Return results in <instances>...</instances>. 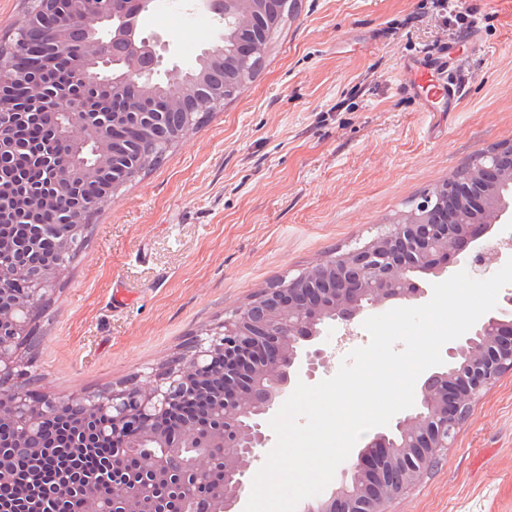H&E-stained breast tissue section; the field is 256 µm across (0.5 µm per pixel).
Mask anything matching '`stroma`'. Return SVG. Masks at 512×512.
<instances>
[{
  "instance_id": "stroma-1",
  "label": "stroma",
  "mask_w": 512,
  "mask_h": 512,
  "mask_svg": "<svg viewBox=\"0 0 512 512\" xmlns=\"http://www.w3.org/2000/svg\"><path fill=\"white\" fill-rule=\"evenodd\" d=\"M237 96L122 187L40 306L19 382L60 398L145 381L260 286L361 245L437 184L512 143V0H297ZM478 30L476 45L459 30ZM189 67L195 27L149 16ZM458 44V111L426 112L404 64ZM362 321L328 326L333 377ZM390 512H512V371Z\"/></svg>"
}]
</instances>
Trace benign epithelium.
Masks as SVG:
<instances>
[{"mask_svg":"<svg viewBox=\"0 0 512 512\" xmlns=\"http://www.w3.org/2000/svg\"><path fill=\"white\" fill-rule=\"evenodd\" d=\"M55 0L37 8L17 26L9 47L0 45V155L26 117L65 112L70 122L53 128L38 151L49 180L28 188L0 169V212L7 206L30 212L61 210L59 224L29 225L30 239L52 247L49 267L31 262L32 249L0 238V430L14 434L12 448L37 460L46 452L43 420L72 409L82 422L70 443L71 456L92 447L83 419L109 418L112 475L64 478L43 487L33 507L10 512H168L169 497L180 512H244L246 488L271 443L267 421L298 381H311L325 362L321 347L329 323L346 327L368 308L424 294L423 275L438 276L463 255L476 271L499 262L505 245L484 236L512 208L500 187L512 186V144L483 153V162L452 186L443 204L428 196L371 241L318 262L288 281L265 285L234 315L210 329L154 378L132 382L96 399L59 401L3 388L17 365V350L32 342L31 312L53 291L64 273L61 256L85 243L84 217L102 206L71 205L72 193L96 177L117 150L181 141L195 129L199 112L224 103V91L246 83L248 65L263 53L265 18L284 0H196V6L232 35H222L186 69L168 65V43L144 33L153 0H70L59 12ZM234 43L224 51L223 40ZM71 46L82 49L67 82L50 90L37 65ZM96 70L97 89L124 101L116 112H89L69 83L84 82ZM177 73L170 94L154 91V76ZM453 363L431 374L421 388V409L396 424V433H378L342 469L351 483L332 491L307 512H388L451 447L462 420L480 396L512 371V317L480 320L471 336L448 348ZM15 455L0 454V490L13 478Z\"/></svg>","mask_w":512,"mask_h":512,"instance_id":"benign-epithelium-1","label":"benign epithelium"}]
</instances>
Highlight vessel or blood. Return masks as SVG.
Returning <instances> with one entry per match:
<instances>
[{
	"label": "vessel or blood",
	"instance_id": "1",
	"mask_svg": "<svg viewBox=\"0 0 512 512\" xmlns=\"http://www.w3.org/2000/svg\"><path fill=\"white\" fill-rule=\"evenodd\" d=\"M450 51H443L421 61H411L406 65L408 85L423 100L426 107L444 102L448 111H455L462 91L447 78L452 67Z\"/></svg>",
	"mask_w": 512,
	"mask_h": 512
}]
</instances>
